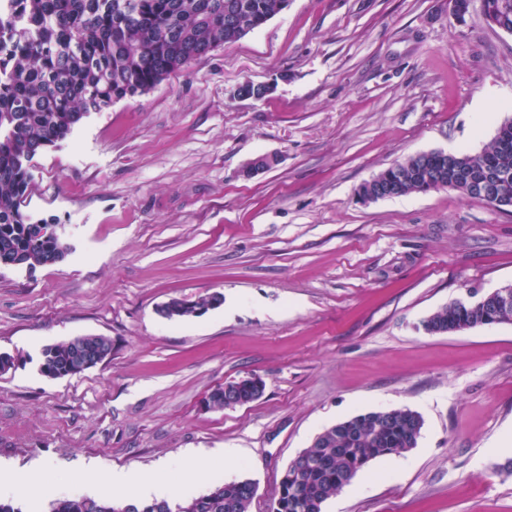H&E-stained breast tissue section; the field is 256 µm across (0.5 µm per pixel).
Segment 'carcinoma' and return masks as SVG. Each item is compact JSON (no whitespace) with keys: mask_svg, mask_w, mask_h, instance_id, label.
I'll return each mask as SVG.
<instances>
[{"mask_svg":"<svg viewBox=\"0 0 512 512\" xmlns=\"http://www.w3.org/2000/svg\"><path fill=\"white\" fill-rule=\"evenodd\" d=\"M286 9V0H0V266L33 270L62 261L70 250L56 224L33 221L22 210L37 155L90 113L145 93ZM483 15L512 34V0H483ZM503 172L512 175V123L506 121L478 153L412 155L363 183L359 194L370 197L383 182L396 197L450 189L492 206L474 183ZM223 301L219 293L173 298L157 312L167 319L198 317ZM456 308L454 302L438 308L423 321L424 330L446 334L459 327ZM111 353L107 336H76L46 346L40 371L51 379L78 375ZM422 427V417L408 408L384 420L373 410L336 424L290 463L271 512H322L372 460L415 447ZM255 494V483L240 479L178 502L63 496L51 500L47 512H251Z\"/></svg>","mask_w":512,"mask_h":512,"instance_id":"1","label":"carcinoma"}]
</instances>
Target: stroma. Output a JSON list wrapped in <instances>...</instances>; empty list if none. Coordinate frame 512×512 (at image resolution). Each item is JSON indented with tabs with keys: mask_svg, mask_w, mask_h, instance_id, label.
Segmentation results:
<instances>
[{
	"mask_svg": "<svg viewBox=\"0 0 512 512\" xmlns=\"http://www.w3.org/2000/svg\"><path fill=\"white\" fill-rule=\"evenodd\" d=\"M273 84L240 99L244 81ZM512 119V35L482 0H291L235 43L91 113L33 161L26 210L70 246L0 268V461L89 475L205 465L195 489L251 479L269 512L316 435L376 409L423 420L407 464L373 460L323 512H512V324L421 322L512 281V208L448 189L362 201L363 183L434 150L475 153ZM273 168L244 176L253 159ZM220 293L198 317L173 298ZM112 340L76 376L47 345ZM262 395L206 410L226 382ZM183 299L173 298L162 304L157 309L158 314L167 319L198 317L209 309L220 306L224 301L220 293L200 296L195 300ZM457 301L444 305L423 321V328L429 334H446L455 328L461 329L456 316ZM112 353V341L103 335L76 336L42 350L41 373L51 379L74 376L97 366Z\"/></svg>",
	"mask_w": 512,
	"mask_h": 512,
	"instance_id": "1",
	"label": "stroma"
}]
</instances>
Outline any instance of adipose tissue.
<instances>
[{"label": "adipose tissue", "mask_w": 512, "mask_h": 512, "mask_svg": "<svg viewBox=\"0 0 512 512\" xmlns=\"http://www.w3.org/2000/svg\"><path fill=\"white\" fill-rule=\"evenodd\" d=\"M205 474L203 466L189 463L184 467V478L180 483H170L165 471H157L154 476L143 477L133 473H115L110 475L104 487L108 490L122 491L127 500L138 501L153 496L174 498L187 496L201 481ZM60 478L51 479L43 474L17 476L7 468L0 466V496L20 498L44 492H56L63 487Z\"/></svg>", "instance_id": "1"}]
</instances>
